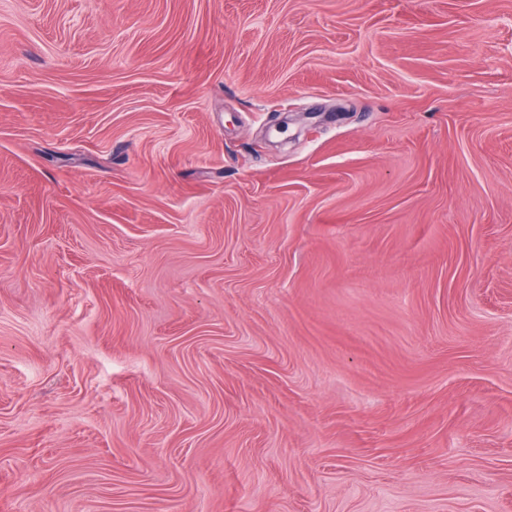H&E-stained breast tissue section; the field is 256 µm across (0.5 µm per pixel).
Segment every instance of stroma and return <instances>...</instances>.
<instances>
[{
    "instance_id": "35a3bbf8",
    "label": "stroma",
    "mask_w": 512,
    "mask_h": 512,
    "mask_svg": "<svg viewBox=\"0 0 512 512\" xmlns=\"http://www.w3.org/2000/svg\"><path fill=\"white\" fill-rule=\"evenodd\" d=\"M0 512H512V0H0Z\"/></svg>"
}]
</instances>
